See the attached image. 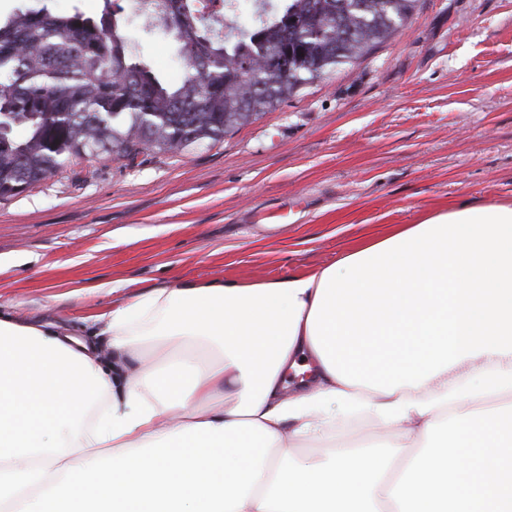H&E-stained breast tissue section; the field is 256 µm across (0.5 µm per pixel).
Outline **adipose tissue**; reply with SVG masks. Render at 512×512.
Instances as JSON below:
<instances>
[{"label":"adipose tissue","instance_id":"obj_1","mask_svg":"<svg viewBox=\"0 0 512 512\" xmlns=\"http://www.w3.org/2000/svg\"><path fill=\"white\" fill-rule=\"evenodd\" d=\"M91 322L0 311V512H512V201Z\"/></svg>","mask_w":512,"mask_h":512}]
</instances>
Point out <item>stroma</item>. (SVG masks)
Listing matches in <instances>:
<instances>
[{"instance_id": "1", "label": "stroma", "mask_w": 512, "mask_h": 512, "mask_svg": "<svg viewBox=\"0 0 512 512\" xmlns=\"http://www.w3.org/2000/svg\"><path fill=\"white\" fill-rule=\"evenodd\" d=\"M123 6L135 54L185 74ZM462 198L512 200V0H419L398 34L223 142L75 159L0 197V305L86 338L112 284L304 272Z\"/></svg>"}]
</instances>
